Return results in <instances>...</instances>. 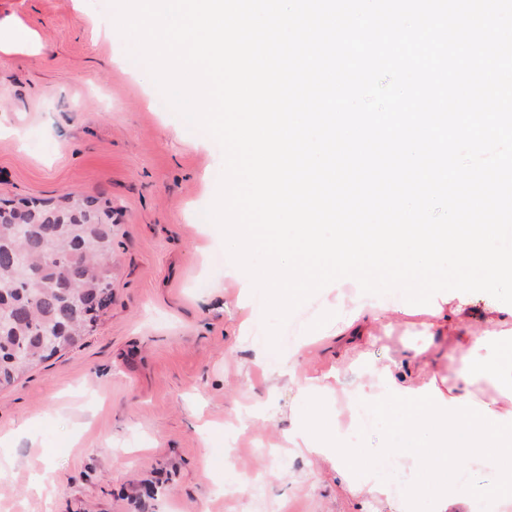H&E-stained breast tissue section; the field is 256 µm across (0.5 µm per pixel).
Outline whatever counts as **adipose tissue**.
Wrapping results in <instances>:
<instances>
[{
	"label": "adipose tissue",
	"instance_id": "ef3b65f1",
	"mask_svg": "<svg viewBox=\"0 0 512 512\" xmlns=\"http://www.w3.org/2000/svg\"><path fill=\"white\" fill-rule=\"evenodd\" d=\"M424 333L454 336L456 348L467 352L449 390H442L433 379L405 382L385 365L374 369L371 382L356 395L362 402L394 406L402 435L390 443L388 455L396 460V467L379 457L359 463L354 444L358 426L332 421L322 405L330 385L322 379L300 382L299 393L308 410L285 439L299 453L330 462L340 481L353 483L357 492L397 499L404 512H416L425 497L430 512H473L480 495L471 474L474 459L495 468L501 488L512 494V411L476 403L471 392L472 386L485 381L512 400V361L505 357L512 343L440 313L426 324ZM401 469L418 473V480L397 487Z\"/></svg>",
	"mask_w": 512,
	"mask_h": 512
}]
</instances>
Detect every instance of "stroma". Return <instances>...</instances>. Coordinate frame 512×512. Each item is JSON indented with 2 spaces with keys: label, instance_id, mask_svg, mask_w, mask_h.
I'll return each mask as SVG.
<instances>
[{
  "label": "stroma",
  "instance_id": "obj_1",
  "mask_svg": "<svg viewBox=\"0 0 512 512\" xmlns=\"http://www.w3.org/2000/svg\"><path fill=\"white\" fill-rule=\"evenodd\" d=\"M114 14L111 0H0V23L43 44L0 52V200L112 205L111 303L79 347L0 389V512H398L319 459L268 455L303 402L292 378L258 368L262 300L226 277L202 216L222 150L167 106L126 41L102 38ZM354 295L317 293L280 337L319 324L295 376H330L331 411L350 412L368 367L392 359L413 381L452 379L447 337L423 334L431 305L397 293L378 297L374 338L336 341L325 308L345 320Z\"/></svg>",
  "mask_w": 512,
  "mask_h": 512
}]
</instances>
